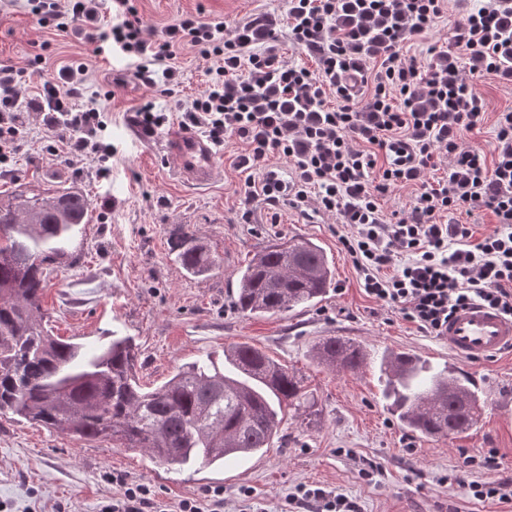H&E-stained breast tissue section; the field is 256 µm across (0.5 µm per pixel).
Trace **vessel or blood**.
<instances>
[{
  "label": "vessel or blood",
  "mask_w": 512,
  "mask_h": 512,
  "mask_svg": "<svg viewBox=\"0 0 512 512\" xmlns=\"http://www.w3.org/2000/svg\"><path fill=\"white\" fill-rule=\"evenodd\" d=\"M164 148L184 182L205 186L213 181L216 151L209 139L179 128L165 137ZM442 337L453 358L481 361L512 348V318L490 307L472 304L454 313Z\"/></svg>",
  "instance_id": "b4317fda"
}]
</instances>
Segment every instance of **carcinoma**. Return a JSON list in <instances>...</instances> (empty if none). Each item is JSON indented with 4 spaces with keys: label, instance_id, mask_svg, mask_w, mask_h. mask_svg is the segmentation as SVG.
Segmentation results:
<instances>
[{
    "label": "carcinoma",
    "instance_id": "cac0c4a2",
    "mask_svg": "<svg viewBox=\"0 0 512 512\" xmlns=\"http://www.w3.org/2000/svg\"><path fill=\"white\" fill-rule=\"evenodd\" d=\"M90 223L81 191L18 190L0 196V415L68 432L81 441L110 440L142 448L161 464L222 465L253 455L278 435L277 408L307 416L315 403L301 379L265 353L239 343L224 349V369L192 363L147 390L135 374L136 346L114 336L98 349L50 335L42 296L54 265L77 260L76 237ZM176 260L190 277H205L216 257L182 232ZM334 264L311 240L274 243L235 274L234 307L266 315L311 307L329 293ZM328 367L356 372L361 346L329 337L311 349ZM383 408L419 437L448 438L478 421L481 395L470 376L432 367L406 351L387 349L379 362Z\"/></svg>",
    "mask_w": 512,
    "mask_h": 512
}]
</instances>
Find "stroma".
I'll list each match as a JSON object with an SVG mask.
<instances>
[{
  "instance_id": "stroma-1",
  "label": "stroma",
  "mask_w": 512,
  "mask_h": 512,
  "mask_svg": "<svg viewBox=\"0 0 512 512\" xmlns=\"http://www.w3.org/2000/svg\"><path fill=\"white\" fill-rule=\"evenodd\" d=\"M477 0H446L441 18L403 50L417 63L442 61L456 27ZM143 25L162 29L186 14L228 25L263 18L279 35L278 50L290 65L316 70L314 54L288 36L285 0H133ZM48 43L42 70L25 86L33 97L44 79L74 61L88 69L91 93L112 91L106 131L117 152L112 173L103 178L88 159L74 158L61 146V130L42 114H23L26 137L9 172L0 175V194L16 187H75L87 195L92 222L86 225L79 258L55 269L43 298L48 326L64 340L104 343L128 336L139 348L137 376L155 388L180 367L212 359L224 349L247 343L302 377L316 415L281 412V431L261 455L238 458L214 469L188 465L170 470L144 451L108 441H78L65 432L24 420L0 417V504L7 512H98L115 489L109 474L150 484L170 502L224 490V512H239L241 488L267 512H280L288 494L301 484L343 493L361 512H512V506L479 503L469 484L483 473L465 464L467 456L493 448L502 476H512V350L463 365L483 383L484 408L476 428L448 439L411 435L383 410L377 361L384 350L414 353L431 365L449 363L447 344L421 333L398 312L368 297L338 242V217L307 215L284 206L270 216L256 206L252 223H242L246 174L237 162L245 152L235 138L218 146L217 174L204 187L183 183L161 137L141 138L130 117L145 97L171 113L178 128L182 106L205 86L208 61L185 46L177 52L180 92L149 95L144 88H112L113 73L126 66L116 53H95L83 36L48 35L32 20L26 0H0V64L27 67L41 43ZM485 118L463 133L465 144L487 158L497 154L496 118L512 109V83L491 78L478 87ZM111 209H104V202ZM195 230L218 259L207 278H186L171 250L179 227ZM309 239L332 258L336 276L326 298L292 312L253 317L230 303L235 272L269 243ZM334 336L359 344L367 363L342 372L318 363L311 347ZM451 477L448 486L440 477Z\"/></svg>"
}]
</instances>
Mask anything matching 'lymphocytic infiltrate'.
Returning a JSON list of instances; mask_svg holds the SVG:
<instances>
[{"label": "lymphocytic infiltrate", "instance_id": "obj_1", "mask_svg": "<svg viewBox=\"0 0 512 512\" xmlns=\"http://www.w3.org/2000/svg\"><path fill=\"white\" fill-rule=\"evenodd\" d=\"M68 2L64 9L58 0H30L29 13L46 31L84 34L120 52L129 67L115 85L168 95L178 80L174 59L180 46L195 47L209 60L206 85L184 108L180 125L216 145L238 138L246 146L240 167H262L259 178L246 181L243 223H251L255 201L270 212L284 204L339 215L345 231L338 240L365 293L425 335L440 336L458 309L475 303L512 317V111L497 116L494 159L461 139L484 119L478 84L490 77L512 81V13L502 0H486L457 29L451 47L475 66L455 77L446 67L420 66L400 54L411 37L434 26L445 0H287L290 36L318 56L315 74L282 62L275 32L259 18L230 29L188 14L150 31L130 0H114L111 20L103 0ZM365 13L391 17L392 24L373 43L382 61L363 103L355 85L365 72L357 47L362 33L350 23L337 27L336 17ZM86 72L84 64L65 65L58 81H44L28 98L21 92L25 70L0 65V172L25 138L21 112L33 107L63 130L71 156L93 158L99 175H110L116 148L105 137V108L83 104ZM331 88L341 100L335 108L324 105ZM394 90L402 98L398 109L390 103ZM274 155L289 161V176L266 167ZM441 162L448 165L447 179L429 182L428 170ZM407 184L419 188L411 212L387 221L379 197ZM466 207L490 211L496 228L475 237L471 225L453 219ZM390 266L395 272L389 276ZM465 463L485 475L469 485L474 500L512 502V477H499L496 449L468 456ZM110 480L120 493L99 512H224L220 488L173 506L123 474ZM287 503L290 512H359L344 494L307 485Z\"/></svg>", "mask_w": 512, "mask_h": 512}]
</instances>
